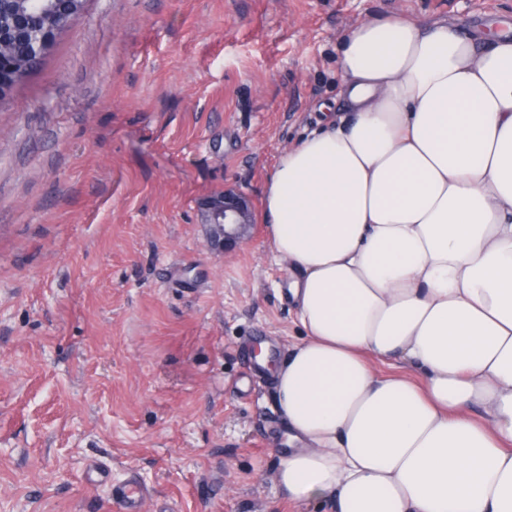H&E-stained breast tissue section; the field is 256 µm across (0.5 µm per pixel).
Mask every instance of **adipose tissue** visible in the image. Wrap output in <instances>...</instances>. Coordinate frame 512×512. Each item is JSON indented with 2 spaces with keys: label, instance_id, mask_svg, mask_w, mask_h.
<instances>
[{
  "label": "adipose tissue",
  "instance_id": "obj_1",
  "mask_svg": "<svg viewBox=\"0 0 512 512\" xmlns=\"http://www.w3.org/2000/svg\"><path fill=\"white\" fill-rule=\"evenodd\" d=\"M338 51L344 114L263 199L303 333L275 480L333 512H512V33L368 17Z\"/></svg>",
  "mask_w": 512,
  "mask_h": 512
}]
</instances>
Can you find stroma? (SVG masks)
<instances>
[{"mask_svg": "<svg viewBox=\"0 0 512 512\" xmlns=\"http://www.w3.org/2000/svg\"><path fill=\"white\" fill-rule=\"evenodd\" d=\"M392 14L478 34L512 0H88L0 101V512H117L129 477L143 512H330L273 481L252 350L299 329L263 196L343 108L339 38ZM230 188L253 224L228 251L204 204Z\"/></svg>", "mask_w": 512, "mask_h": 512, "instance_id": "1", "label": "stroma"}]
</instances>
